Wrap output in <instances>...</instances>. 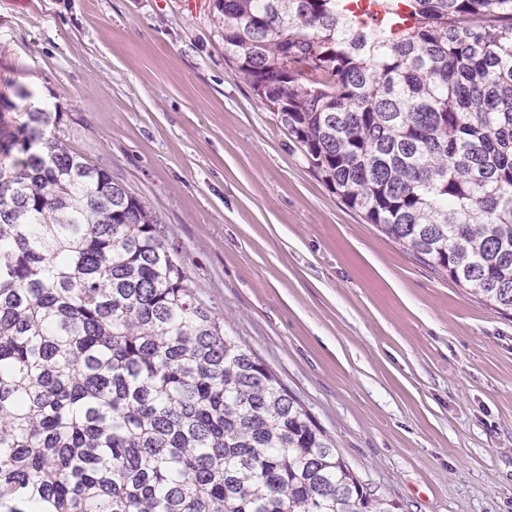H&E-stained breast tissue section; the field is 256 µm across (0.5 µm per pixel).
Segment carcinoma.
Returning a JSON list of instances; mask_svg holds the SVG:
<instances>
[{
	"mask_svg": "<svg viewBox=\"0 0 512 512\" xmlns=\"http://www.w3.org/2000/svg\"><path fill=\"white\" fill-rule=\"evenodd\" d=\"M224 0V57L347 206L512 318V0ZM0 128V512H397L224 331L156 212ZM412 11L404 1L391 0H361L356 14L365 16L364 18L373 24L381 25L387 20H403L402 23L396 22L394 25H409L412 21L410 12Z\"/></svg>",
	"mask_w": 512,
	"mask_h": 512,
	"instance_id": "cac0c4a2",
	"label": "carcinoma"
}]
</instances>
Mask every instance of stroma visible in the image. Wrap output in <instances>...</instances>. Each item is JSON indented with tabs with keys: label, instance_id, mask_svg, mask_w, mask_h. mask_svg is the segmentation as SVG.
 <instances>
[{
	"label": "stroma",
	"instance_id": "stroma-1",
	"mask_svg": "<svg viewBox=\"0 0 512 512\" xmlns=\"http://www.w3.org/2000/svg\"><path fill=\"white\" fill-rule=\"evenodd\" d=\"M217 0H0L19 91L142 198L201 296L398 512H512V319L309 169L224 60Z\"/></svg>",
	"mask_w": 512,
	"mask_h": 512
}]
</instances>
